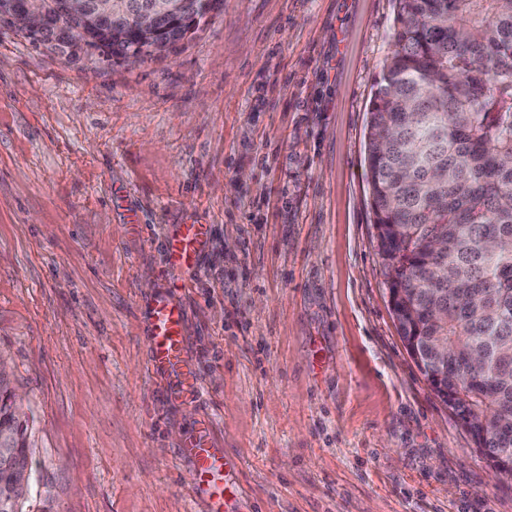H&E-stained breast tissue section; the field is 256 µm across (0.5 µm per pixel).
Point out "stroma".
I'll return each instance as SVG.
<instances>
[{
	"label": "stroma",
	"instance_id": "obj_1",
	"mask_svg": "<svg viewBox=\"0 0 512 512\" xmlns=\"http://www.w3.org/2000/svg\"><path fill=\"white\" fill-rule=\"evenodd\" d=\"M396 15L224 0L139 64L0 24V360L49 512H206L179 452L204 415L228 512H512L391 312L364 134ZM190 221L187 402L147 369V311ZM209 235L206 224H178L166 242L173 277L192 268L204 252Z\"/></svg>",
	"mask_w": 512,
	"mask_h": 512
}]
</instances>
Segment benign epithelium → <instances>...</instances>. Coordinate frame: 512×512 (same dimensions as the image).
I'll return each mask as SVG.
<instances>
[{
	"instance_id": "7a95c632",
	"label": "benign epithelium",
	"mask_w": 512,
	"mask_h": 512,
	"mask_svg": "<svg viewBox=\"0 0 512 512\" xmlns=\"http://www.w3.org/2000/svg\"><path fill=\"white\" fill-rule=\"evenodd\" d=\"M221 0H147L139 9H134L128 0H24L17 6L16 0H0V20L25 32L38 41L65 46L71 31L54 23L59 17L71 20L72 26L94 24L102 20H117L112 27V39L123 41L128 33L138 35L132 46L129 60L139 56L162 54L189 38L199 17L205 11L214 10ZM179 21V27L171 29L168 20ZM0 464L15 471L14 489L25 496L32 483V472L16 464L12 449L0 450Z\"/></svg>"
}]
</instances>
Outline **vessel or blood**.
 Instances as JSON below:
<instances>
[{"label":"vessel or blood","instance_id":"b4317fda","mask_svg":"<svg viewBox=\"0 0 512 512\" xmlns=\"http://www.w3.org/2000/svg\"><path fill=\"white\" fill-rule=\"evenodd\" d=\"M208 235L205 224L175 227L166 242L172 275H179L198 262ZM184 321V308L174 292H163L152 299L148 313V368L156 376L177 378L180 396L190 398L197 393V383L184 352ZM180 453L192 463L187 477L190 494L203 497L206 512H222L224 502L236 497L237 484L229 477L232 461L215 446L208 420H200Z\"/></svg>","mask_w":512,"mask_h":512}]
</instances>
